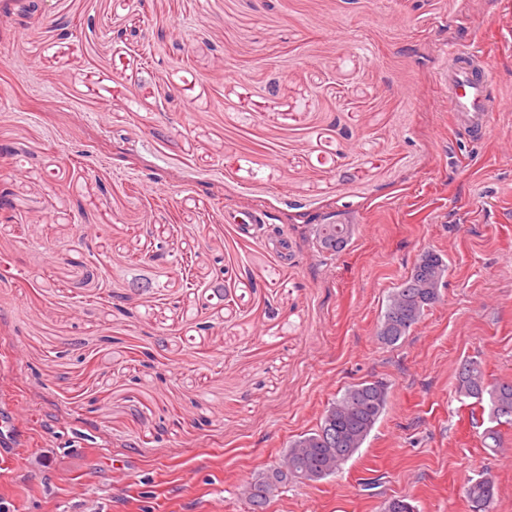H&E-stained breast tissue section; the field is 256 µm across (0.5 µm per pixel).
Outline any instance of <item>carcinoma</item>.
<instances>
[{
    "instance_id": "carcinoma-1",
    "label": "carcinoma",
    "mask_w": 512,
    "mask_h": 512,
    "mask_svg": "<svg viewBox=\"0 0 512 512\" xmlns=\"http://www.w3.org/2000/svg\"><path fill=\"white\" fill-rule=\"evenodd\" d=\"M447 270L439 253L428 251L419 258L410 276L390 296L378 330L381 343L393 346L410 334L425 311L439 300V286ZM456 380L459 396L488 404L492 426L485 429L483 438L497 442V426L512 424V381L487 383L481 364L471 359L461 363ZM388 402V387L381 381L348 387L329 404L314 429L290 443L288 464L298 466L312 482L336 474L363 447ZM279 482L280 474L273 466L249 483L246 495L252 512H264ZM464 494L472 506L493 504L494 477L488 472L481 474L465 487Z\"/></svg>"
}]
</instances>
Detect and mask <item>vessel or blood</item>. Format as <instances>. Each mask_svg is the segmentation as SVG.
<instances>
[{
    "instance_id": "vessel-or-blood-1",
    "label": "vessel or blood",
    "mask_w": 512,
    "mask_h": 512,
    "mask_svg": "<svg viewBox=\"0 0 512 512\" xmlns=\"http://www.w3.org/2000/svg\"><path fill=\"white\" fill-rule=\"evenodd\" d=\"M440 79L448 88L444 102L451 112L455 128L469 137L483 138L504 104L493 93L492 75L487 58L463 45L450 44Z\"/></svg>"
}]
</instances>
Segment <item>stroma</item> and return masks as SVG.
I'll list each match as a JSON object with an SVG mask.
<instances>
[{"label": "stroma", "mask_w": 512, "mask_h": 512, "mask_svg": "<svg viewBox=\"0 0 512 512\" xmlns=\"http://www.w3.org/2000/svg\"><path fill=\"white\" fill-rule=\"evenodd\" d=\"M29 2L0 9V377L29 409L0 500L248 512L243 487L380 380L363 448L267 512H470L486 470L512 512V426L485 448L455 390L466 359L512 380V109L470 142L438 107L451 41L512 101V0ZM332 212L354 233L326 256L311 223ZM428 251L440 297L383 345Z\"/></svg>", "instance_id": "stroma-1"}]
</instances>
